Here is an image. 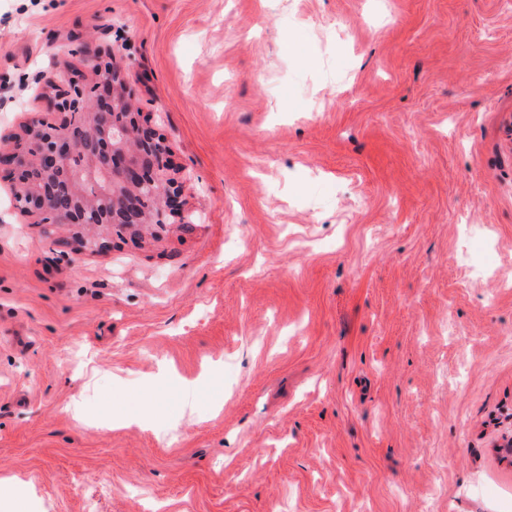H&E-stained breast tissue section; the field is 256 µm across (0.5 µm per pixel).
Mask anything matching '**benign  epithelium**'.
Masks as SVG:
<instances>
[{
    "instance_id": "1",
    "label": "benign epithelium",
    "mask_w": 512,
    "mask_h": 512,
    "mask_svg": "<svg viewBox=\"0 0 512 512\" xmlns=\"http://www.w3.org/2000/svg\"><path fill=\"white\" fill-rule=\"evenodd\" d=\"M85 66L94 82L49 81L47 104L62 115L52 127L31 119L0 150V170L14 184V203L52 231L61 246L105 252L112 232L139 240L185 230L180 174L167 141L140 119L120 72L101 56Z\"/></svg>"
}]
</instances>
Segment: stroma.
<instances>
[{
	"instance_id": "stroma-1",
	"label": "stroma",
	"mask_w": 512,
	"mask_h": 512,
	"mask_svg": "<svg viewBox=\"0 0 512 512\" xmlns=\"http://www.w3.org/2000/svg\"><path fill=\"white\" fill-rule=\"evenodd\" d=\"M83 45L192 227L0 180V512H512V0H0V137Z\"/></svg>"
}]
</instances>
